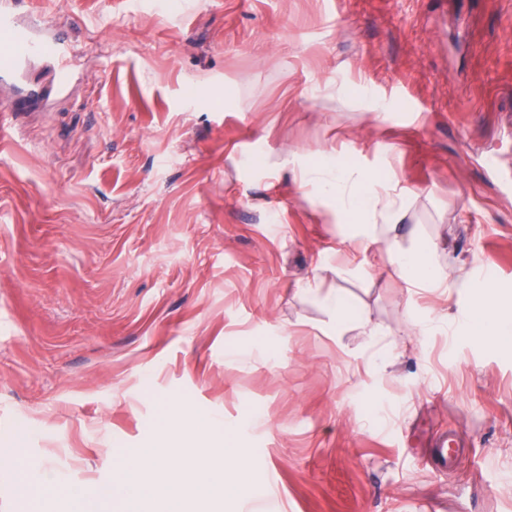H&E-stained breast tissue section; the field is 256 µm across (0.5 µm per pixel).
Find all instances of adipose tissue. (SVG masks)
Wrapping results in <instances>:
<instances>
[{
    "label": "adipose tissue",
    "mask_w": 512,
    "mask_h": 512,
    "mask_svg": "<svg viewBox=\"0 0 512 512\" xmlns=\"http://www.w3.org/2000/svg\"><path fill=\"white\" fill-rule=\"evenodd\" d=\"M301 178L318 186L323 201L335 210L337 223L347 225L348 241L384 244L402 279L437 286L447 282L445 269L435 259V246L418 241L406 248L398 239L397 227L406 217L412 190L371 177L332 153L304 168ZM462 324L474 343L512 349V299L492 306L477 302Z\"/></svg>",
    "instance_id": "1"
}]
</instances>
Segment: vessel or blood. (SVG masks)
I'll use <instances>...</instances> for the list:
<instances>
[{"label":"vessel or blood","mask_w":512,"mask_h":512,"mask_svg":"<svg viewBox=\"0 0 512 512\" xmlns=\"http://www.w3.org/2000/svg\"><path fill=\"white\" fill-rule=\"evenodd\" d=\"M0 32L9 37L8 46L0 50V81L12 79L21 64L37 56L56 61L59 65V85L67 87L72 78L70 60L74 47L64 39L34 38L28 28L17 26L10 11H0Z\"/></svg>","instance_id":"vessel-or-blood-1"}]
</instances>
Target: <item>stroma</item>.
I'll return each instance as SVG.
<instances>
[{
	"instance_id": "obj_1",
	"label": "stroma",
	"mask_w": 512,
	"mask_h": 512,
	"mask_svg": "<svg viewBox=\"0 0 512 512\" xmlns=\"http://www.w3.org/2000/svg\"><path fill=\"white\" fill-rule=\"evenodd\" d=\"M1 6L79 66L58 99L0 83V512L109 485L171 401L246 451L258 498L224 512H512V351L454 327L478 265L512 294V0ZM301 151L412 189L447 287L346 242ZM323 301L330 311L335 314L337 323L356 318L360 327L363 329L367 328V322L361 316L353 312L343 295L336 293V296L324 297Z\"/></svg>"
}]
</instances>
